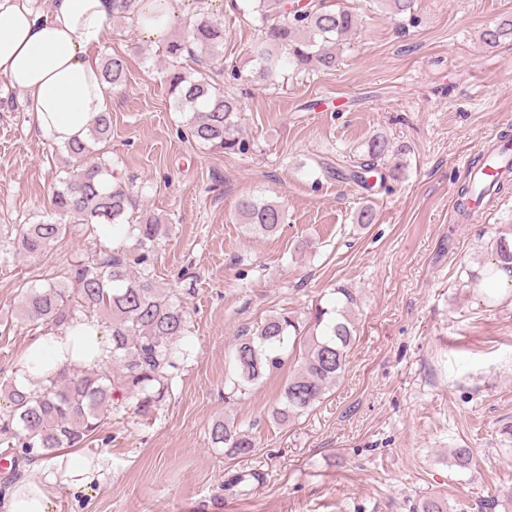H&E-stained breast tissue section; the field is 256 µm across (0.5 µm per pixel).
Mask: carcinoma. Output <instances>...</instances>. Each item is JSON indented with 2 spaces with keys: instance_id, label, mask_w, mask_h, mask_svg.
Here are the masks:
<instances>
[{
  "instance_id": "obj_1",
  "label": "carcinoma",
  "mask_w": 512,
  "mask_h": 512,
  "mask_svg": "<svg viewBox=\"0 0 512 512\" xmlns=\"http://www.w3.org/2000/svg\"><path fill=\"white\" fill-rule=\"evenodd\" d=\"M255 19L260 21L256 39L248 52L258 64L260 76L274 79L285 68H336V50L356 26L355 16L343 7L326 5V0H308L296 9L290 0H251ZM482 42L495 48L512 42V17L486 27ZM224 24L205 13L186 23L185 32L164 38L158 55L168 61L165 81L176 108L186 114L180 134L212 151L245 154L246 142L239 139L238 102L218 86L215 77L224 71ZM188 56L199 70L188 75L180 65ZM109 86L123 85L126 61L107 54L100 66ZM110 113L96 116L83 139L65 145L59 187L52 196L56 218L24 224L17 250L39 255L62 241L73 224H110L112 230L127 229L136 246L118 242L98 259L69 263L63 277L34 282L21 294L19 319L35 335L72 331L82 322H97L108 328L112 347L108 358L94 367L79 364L56 372L28 378L6 390V408L0 410V445L14 456L47 460L60 448H80L95 437L101 423L121 413L129 400L137 414L149 416L171 399L182 380L187 353L180 341L189 332L188 318L179 293L164 288L153 274V256L166 225L140 208L137 196L113 183L110 165L101 157L90 158L92 146L111 132ZM409 151L403 142L379 135L366 150L336 169L337 176L370 191L387 188L399 168L389 161ZM508 177L475 180L460 189L458 212L466 220L477 202L499 193ZM240 220L263 235L277 234L286 223L284 210L273 202L252 197L236 204ZM330 306L315 304L302 319L292 311L265 319L251 335L240 337L232 350L234 379L229 399L255 385L267 373L285 365L293 367L272 417L286 423L311 411L344 371L355 341L349 312L357 303L350 288L333 289ZM211 445L234 457H247L256 448L253 435L219 420L210 429ZM452 466L470 469L469 448L450 451Z\"/></svg>"
}]
</instances>
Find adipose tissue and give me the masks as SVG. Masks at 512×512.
I'll return each mask as SVG.
<instances>
[{
  "instance_id": "adipose-tissue-1",
  "label": "adipose tissue",
  "mask_w": 512,
  "mask_h": 512,
  "mask_svg": "<svg viewBox=\"0 0 512 512\" xmlns=\"http://www.w3.org/2000/svg\"><path fill=\"white\" fill-rule=\"evenodd\" d=\"M32 0H0V78L27 95L33 122L48 140L65 144L83 137L109 104L108 86L91 51L104 35L113 0H53L37 16ZM175 0H143L134 26L144 39L166 36ZM110 340L101 327L79 325L68 335L32 340L16 362L18 378L105 358ZM104 460L61 449L53 466L14 484L0 497V512H53L61 485L81 488L100 478Z\"/></svg>"
}]
</instances>
